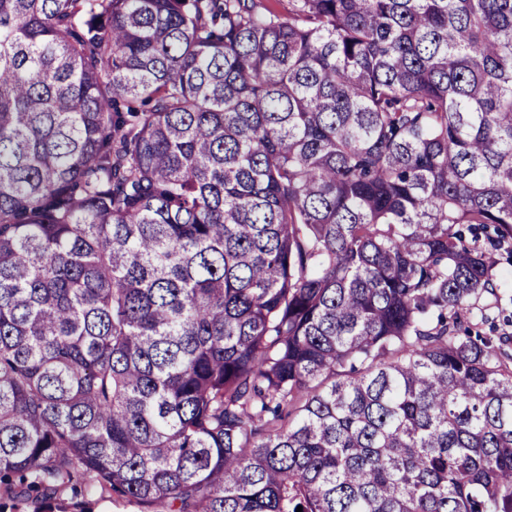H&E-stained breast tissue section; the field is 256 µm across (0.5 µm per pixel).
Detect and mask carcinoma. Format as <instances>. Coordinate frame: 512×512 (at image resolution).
<instances>
[{
    "label": "carcinoma",
    "mask_w": 512,
    "mask_h": 512,
    "mask_svg": "<svg viewBox=\"0 0 512 512\" xmlns=\"http://www.w3.org/2000/svg\"><path fill=\"white\" fill-rule=\"evenodd\" d=\"M512 0H0V512H512ZM490 257L495 262L498 274L507 279L508 283L502 288L498 305L490 310L488 321L479 326V334L491 337L495 342H499V338L507 340V348L512 353V259L504 252H493ZM85 494L84 497L90 503L91 512H138L137 506L126 498L110 497L93 487L87 488Z\"/></svg>",
    "instance_id": "cac0c4a2"
}]
</instances>
